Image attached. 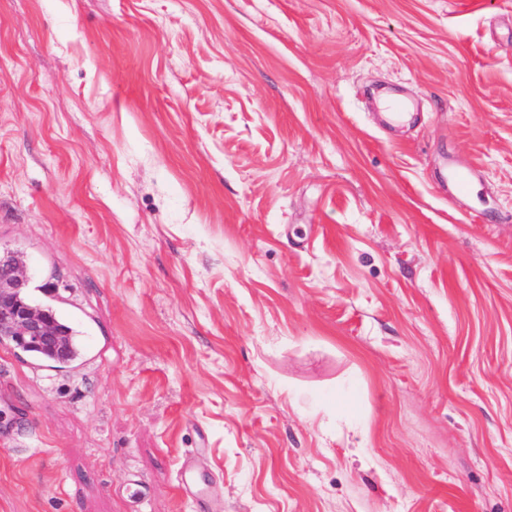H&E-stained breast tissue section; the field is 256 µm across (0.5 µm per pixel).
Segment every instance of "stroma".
I'll list each match as a JSON object with an SVG mask.
<instances>
[{"label":"stroma","instance_id":"1","mask_svg":"<svg viewBox=\"0 0 512 512\" xmlns=\"http://www.w3.org/2000/svg\"><path fill=\"white\" fill-rule=\"evenodd\" d=\"M1 248L0 512H512V0H0ZM29 287L19 256L0 251V335L12 336L14 346H50L64 351V346L52 319L40 308L22 300ZM52 311L51 316L67 336L69 345L63 354L50 349H28L24 353L35 360L68 364L80 354L78 334L69 323L62 320L49 306H40ZM0 336V342H1Z\"/></svg>","mask_w":512,"mask_h":512}]
</instances>
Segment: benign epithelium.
Masks as SVG:
<instances>
[{
	"label": "benign epithelium",
	"instance_id": "1",
	"mask_svg": "<svg viewBox=\"0 0 512 512\" xmlns=\"http://www.w3.org/2000/svg\"><path fill=\"white\" fill-rule=\"evenodd\" d=\"M29 287L19 256L0 253V335L13 338L14 346H50L64 351L52 319L40 308L22 300Z\"/></svg>",
	"mask_w": 512,
	"mask_h": 512
}]
</instances>
